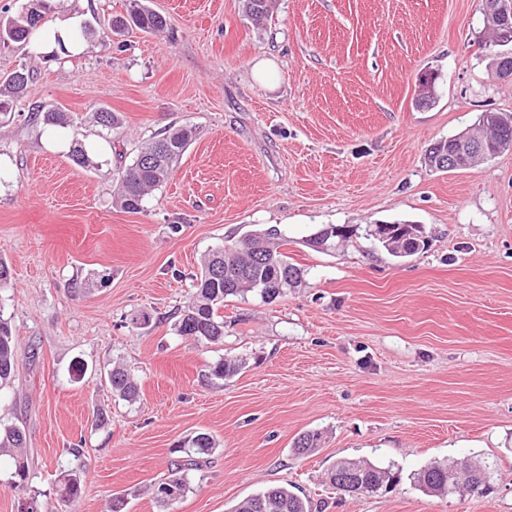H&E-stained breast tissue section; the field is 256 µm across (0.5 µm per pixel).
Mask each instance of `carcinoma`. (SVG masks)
Listing matches in <instances>:
<instances>
[{
    "label": "carcinoma",
    "mask_w": 512,
    "mask_h": 512,
    "mask_svg": "<svg viewBox=\"0 0 512 512\" xmlns=\"http://www.w3.org/2000/svg\"><path fill=\"white\" fill-rule=\"evenodd\" d=\"M38 8L27 5L26 9L14 17L0 18V44L20 43L27 45L35 37L46 15L52 10L51 0H34ZM271 0H243V9L252 23L260 25L269 15ZM168 26L167 18L152 10L147 0H126V11L108 22V29L102 30V37L108 33L121 35L129 28L145 33L158 34ZM30 70L18 68L0 78V112H10L26 98ZM92 121L101 129L112 132L122 127L123 118L119 112L98 108L91 113ZM29 120L46 125L67 126L68 114L59 109L46 110L40 105L29 108ZM197 134L193 125L170 128L158 136L145 141L132 163L120 168L116 173L118 185L116 204L128 212H138L143 208L145 196L150 191L165 184L173 175L174 166L185 153ZM472 135L486 141H494L499 136V128L481 116L478 129ZM447 139L430 144L425 150L428 166L437 168V159L448 156ZM333 224L318 228L306 243L310 247L318 244L330 249L337 241L349 239L353 231L344 227V232L336 234ZM391 255L407 257L421 250L425 245L423 230L419 224L407 225V231L394 225L393 233L378 240ZM286 240L279 228L269 226L250 232L240 244L222 245L211 250L202 261L199 277L194 283L195 300L188 306L177 325L180 336L193 338L197 342L215 343L224 339V319L217 315L219 307L230 296L247 292H257L262 299L272 302L283 296L288 289L301 286L303 272L288 260L283 249ZM18 345L13 335L10 321L0 315V387L8 385L15 372ZM243 360L225 357L210 366V376L226 379L238 372ZM107 381L112 391L124 400H132L138 395V387L127 371L115 366L108 373ZM322 435L318 431H308L294 441V449L299 454L314 452L320 447ZM190 451L186 452L184 463L164 481L153 486L156 502L166 508L183 497L188 488L187 471L199 467L197 456L209 455L219 444L208 433H198L188 440ZM8 455L15 461L12 479L15 484L25 482L29 477L26 457V440L23 431L17 426L0 430V455ZM356 472L370 478L373 483L363 486L361 495L377 496L390 490L399 476L391 467L368 461L353 462L342 460L330 470V483H335L336 470ZM483 469L467 460L453 465L434 461L417 473L416 483L427 495L451 494L458 489L459 476L466 475L467 489L472 493L483 494L485 486L475 484V475ZM65 498L71 500L79 496L81 475L78 471H68L61 475ZM231 512H310L309 502L285 485L269 487L248 496L234 505Z\"/></svg>",
    "instance_id": "obj_1"
}]
</instances>
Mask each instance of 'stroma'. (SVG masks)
Wrapping results in <instances>:
<instances>
[{
  "instance_id": "stroma-1",
  "label": "stroma",
  "mask_w": 512,
  "mask_h": 512,
  "mask_svg": "<svg viewBox=\"0 0 512 512\" xmlns=\"http://www.w3.org/2000/svg\"><path fill=\"white\" fill-rule=\"evenodd\" d=\"M164 33L100 40L85 27L124 0H55L81 14L80 55L43 62L0 46V76L33 70L26 102L0 113V288L19 351L0 388V427L21 428L30 476L10 485L0 458V512H231L286 485L313 512H512V151L436 172L426 147L512 113V79L479 44V0H275L253 25L242 0H149ZM438 73L432 107L416 108L421 75ZM67 112L36 124L28 107ZM122 113L120 134L90 118ZM196 139L143 211L116 206L114 175L169 126ZM91 157L75 166L68 143ZM412 221L423 250L395 258L366 225ZM355 227L316 251L321 225ZM259 226L279 228L300 287L272 302L225 299L224 339L197 342L175 325L204 256ZM151 313L148 328L130 318ZM245 364L227 380L209 367ZM83 362V378L73 376ZM126 368L137 399L104 377ZM319 431L314 453L295 438ZM219 443L185 495L161 508L150 488L184 457L181 441ZM473 457L488 494L428 496L414 473ZM393 466L400 483L348 496L327 474L341 460ZM82 475L76 500L60 475Z\"/></svg>"
}]
</instances>
